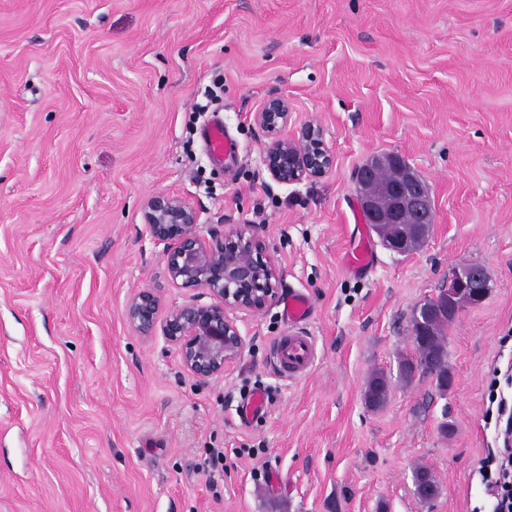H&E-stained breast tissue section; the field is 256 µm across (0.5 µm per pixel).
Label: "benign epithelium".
<instances>
[{
	"label": "benign epithelium",
	"mask_w": 512,
	"mask_h": 512,
	"mask_svg": "<svg viewBox=\"0 0 512 512\" xmlns=\"http://www.w3.org/2000/svg\"><path fill=\"white\" fill-rule=\"evenodd\" d=\"M253 121L267 139L262 161L275 182L301 183L320 178L333 167L334 158L324 145L320 127L306 124L288 133V97L270 96L254 113ZM375 167H394L399 179L370 185ZM355 181L365 223L373 226L382 245L400 255L412 253V240L387 237L384 225L397 224L401 216L411 214L414 223L432 228L435 201L427 182L395 152L372 156L356 170ZM143 214L152 237L164 244L167 279L179 288L206 290L210 302L189 300L164 312L160 297L146 288L128 298L125 318L143 336L161 330L183 368L198 379L222 375L245 348V338L231 313H258L276 301V264L263 256V242L253 234L247 237L237 229H213L209 236L202 235L196 208L179 196L153 194L145 199ZM460 288H471L476 297H483L490 288L486 269L471 262L460 264L430 300L436 302Z\"/></svg>",
	"instance_id": "7a95c632"
}]
</instances>
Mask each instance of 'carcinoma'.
<instances>
[{"label":"carcinoma","mask_w":512,"mask_h":512,"mask_svg":"<svg viewBox=\"0 0 512 512\" xmlns=\"http://www.w3.org/2000/svg\"><path fill=\"white\" fill-rule=\"evenodd\" d=\"M419 320L422 321V325L420 335L416 337L418 343L417 355L400 361V375L405 379H410L420 366L431 360H436L440 364L436 387L445 391L452 380L448 364V347L445 341V329L452 323V317L446 316L435 320L425 314V308L415 306L411 311L410 321L415 323ZM387 386H389V383L384 373L377 372L373 374L366 386L365 399L367 403L373 407L383 405L388 398ZM414 476L423 483L425 496L436 497L438 486L432 473L427 468H417Z\"/></svg>","instance_id":"1"}]
</instances>
